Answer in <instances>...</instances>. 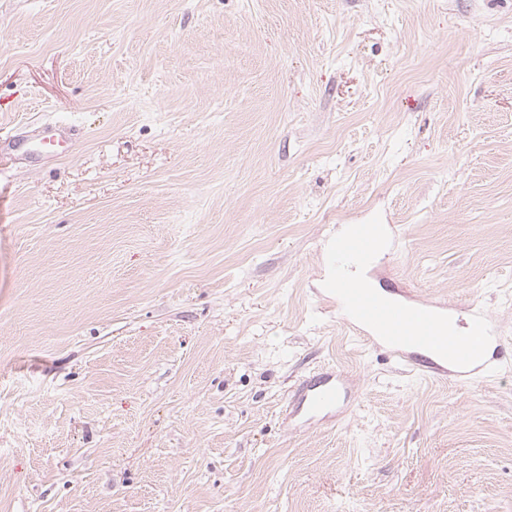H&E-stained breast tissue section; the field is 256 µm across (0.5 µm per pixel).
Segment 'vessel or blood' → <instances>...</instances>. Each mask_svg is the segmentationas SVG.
<instances>
[{"label": "vessel or blood", "mask_w": 512, "mask_h": 512, "mask_svg": "<svg viewBox=\"0 0 512 512\" xmlns=\"http://www.w3.org/2000/svg\"><path fill=\"white\" fill-rule=\"evenodd\" d=\"M384 224H354L349 233L336 240L333 259L339 271L327 298L349 327L396 360L424 373L454 375L469 382L490 366L491 350L499 346L496 322L485 310L469 313L467 334L449 333L453 308L445 302L429 301L410 289H395L392 296L363 286L341 273L342 265L371 267L378 239L387 237ZM350 379L329 370L319 381L298 385L296 413L302 421L335 416L349 397Z\"/></svg>", "instance_id": "b4317fda"}]
</instances>
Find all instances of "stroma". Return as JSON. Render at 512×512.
<instances>
[{"instance_id": "obj_1", "label": "stroma", "mask_w": 512, "mask_h": 512, "mask_svg": "<svg viewBox=\"0 0 512 512\" xmlns=\"http://www.w3.org/2000/svg\"><path fill=\"white\" fill-rule=\"evenodd\" d=\"M0 512H512V0H0ZM479 307L439 379L322 304ZM351 376L331 419L295 386ZM388 226L352 224L349 233L336 240V279L332 288L330 275L323 281L331 294L325 300L336 305V312L354 332L396 360L427 374H452L461 382L474 380L496 359L494 353L502 341L496 335V321L488 312L471 310L468 335L451 334L448 323L455 321L454 309L448 302L425 300L407 288H395L393 296L387 297L340 271L345 264L371 267L376 242L387 239Z\"/></svg>"}]
</instances>
